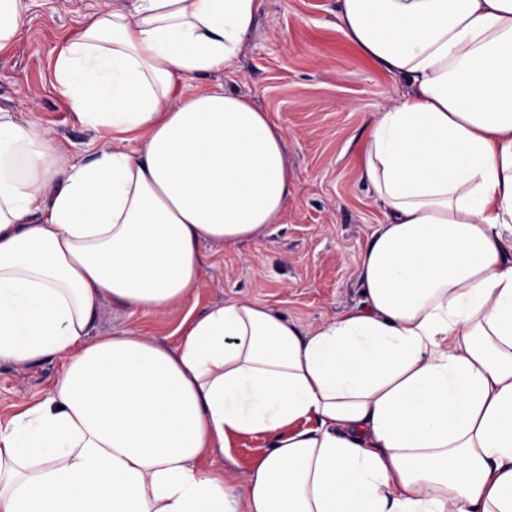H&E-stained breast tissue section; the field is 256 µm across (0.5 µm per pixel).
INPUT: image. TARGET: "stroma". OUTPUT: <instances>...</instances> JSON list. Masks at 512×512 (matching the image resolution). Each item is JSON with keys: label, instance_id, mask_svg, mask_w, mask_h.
I'll return each instance as SVG.
<instances>
[{"label": "stroma", "instance_id": "stroma-1", "mask_svg": "<svg viewBox=\"0 0 512 512\" xmlns=\"http://www.w3.org/2000/svg\"><path fill=\"white\" fill-rule=\"evenodd\" d=\"M98 0H32L12 41L0 47V113L48 129L72 161L102 144L80 125L54 79L56 56L83 30ZM336 0H262L235 70L199 76L194 91L218 87L252 99L283 127L296 191L264 236L233 249L205 244L195 295L158 315L105 302L94 334L132 330L167 346L188 315L233 301L265 305L312 330L360 300L359 254L383 223L362 176L370 122L395 105L401 88L358 54L336 27ZM61 370L45 359L0 364V419L44 398ZM262 438L235 441L216 465L234 474L244 495Z\"/></svg>", "mask_w": 512, "mask_h": 512}]
</instances>
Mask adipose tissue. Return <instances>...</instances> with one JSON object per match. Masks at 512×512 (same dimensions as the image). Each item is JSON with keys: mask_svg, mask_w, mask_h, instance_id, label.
Here are the masks:
<instances>
[{"mask_svg": "<svg viewBox=\"0 0 512 512\" xmlns=\"http://www.w3.org/2000/svg\"><path fill=\"white\" fill-rule=\"evenodd\" d=\"M261 5L100 0L55 61L114 141L88 162L0 114V363H61L0 420V512H512V0H337L404 88L364 149L385 221L356 307L305 331L215 305L172 349L91 333L105 299L186 301L204 244L258 239L294 195L268 113L183 93L236 66ZM243 437L269 448L240 496L210 459Z\"/></svg>", "mask_w": 512, "mask_h": 512, "instance_id": "ef3b65f1", "label": "adipose tissue"}]
</instances>
